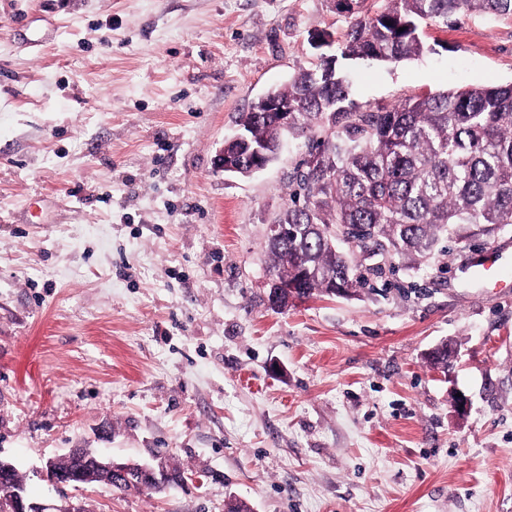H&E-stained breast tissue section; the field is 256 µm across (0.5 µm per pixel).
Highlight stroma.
Segmentation results:
<instances>
[{"instance_id":"1","label":"stroma","mask_w":512,"mask_h":512,"mask_svg":"<svg viewBox=\"0 0 512 512\" xmlns=\"http://www.w3.org/2000/svg\"><path fill=\"white\" fill-rule=\"evenodd\" d=\"M387 0H0V458L38 498L50 457L168 465L162 492L77 491L93 512H512V288L470 278L512 231L421 269L363 259L356 296L268 305L272 216L307 155L248 178L225 137L336 56L361 108L512 83V16L421 24L411 61L338 58ZM331 46L312 48L310 34ZM460 354L453 380L427 352ZM460 389L472 401L457 416Z\"/></svg>"}]
</instances>
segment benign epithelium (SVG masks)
Instances as JSON below:
<instances>
[{
	"label": "benign epithelium",
	"instance_id": "7a95c632",
	"mask_svg": "<svg viewBox=\"0 0 512 512\" xmlns=\"http://www.w3.org/2000/svg\"><path fill=\"white\" fill-rule=\"evenodd\" d=\"M82 458L77 479L70 480L63 475L60 464L64 460ZM16 466L0 459V512H91L80 501L72 500L67 495L58 503L36 502L28 496L25 486L9 480ZM47 480L59 489L71 487L78 490L85 486L101 485L112 488V474L128 475V484L137 486V490H164L171 485H183L195 479V476L185 472L174 475L171 467L163 462L155 465L114 462L112 459L99 455L81 457V449L73 448L67 454L50 458L43 468Z\"/></svg>",
	"mask_w": 512,
	"mask_h": 512
}]
</instances>
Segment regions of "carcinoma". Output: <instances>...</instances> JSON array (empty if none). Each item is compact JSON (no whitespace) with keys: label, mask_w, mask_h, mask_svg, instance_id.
<instances>
[{"label":"carcinoma","mask_w":512,"mask_h":512,"mask_svg":"<svg viewBox=\"0 0 512 512\" xmlns=\"http://www.w3.org/2000/svg\"><path fill=\"white\" fill-rule=\"evenodd\" d=\"M512 15V0H389L360 17L340 45L344 59L399 62L424 51L419 24L471 12ZM336 60L300 71L274 90L288 124L261 104L238 117L241 138L224 140L230 174L248 177L276 160L285 136H314L308 158L289 177V202L272 219L285 226L266 239L275 271L305 297L351 294L360 278L339 248L348 231L366 255L388 252L422 267L446 235L462 244L512 225V83L429 93L391 107L347 104ZM457 344L434 347L447 366Z\"/></svg>","instance_id":"cac0c4a2"}]
</instances>
